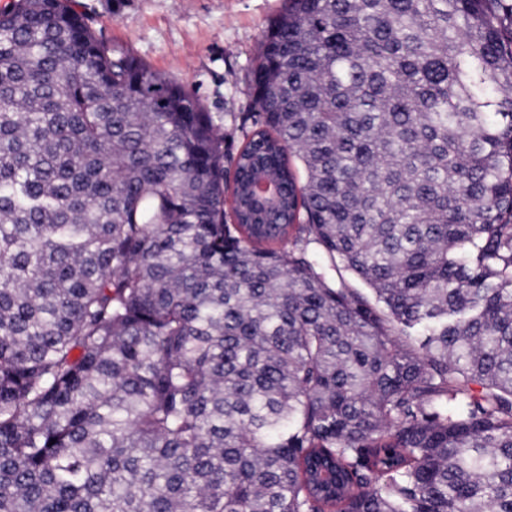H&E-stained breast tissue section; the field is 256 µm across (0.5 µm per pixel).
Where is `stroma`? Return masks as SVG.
Wrapping results in <instances>:
<instances>
[{
    "label": "stroma",
    "instance_id": "stroma-1",
    "mask_svg": "<svg viewBox=\"0 0 512 512\" xmlns=\"http://www.w3.org/2000/svg\"><path fill=\"white\" fill-rule=\"evenodd\" d=\"M88 26L193 92L237 152L254 112L250 74L282 0H74Z\"/></svg>",
    "mask_w": 512,
    "mask_h": 512
}]
</instances>
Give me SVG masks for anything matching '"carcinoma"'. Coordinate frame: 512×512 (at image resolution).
Instances as JSON below:
<instances>
[{"mask_svg":"<svg viewBox=\"0 0 512 512\" xmlns=\"http://www.w3.org/2000/svg\"><path fill=\"white\" fill-rule=\"evenodd\" d=\"M283 2L235 155L0 5V512H512V0Z\"/></svg>","mask_w":512,"mask_h":512,"instance_id":"1","label":"carcinoma"}]
</instances>
